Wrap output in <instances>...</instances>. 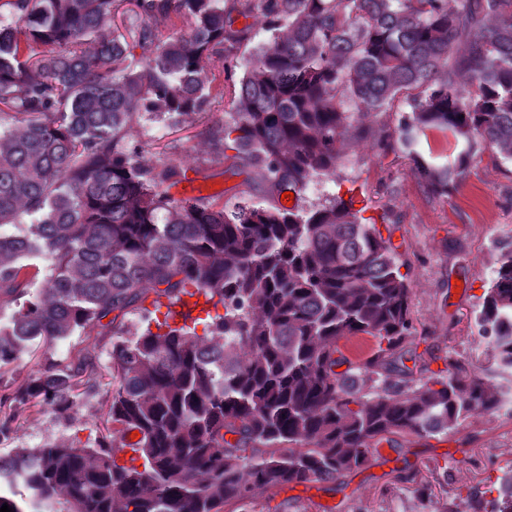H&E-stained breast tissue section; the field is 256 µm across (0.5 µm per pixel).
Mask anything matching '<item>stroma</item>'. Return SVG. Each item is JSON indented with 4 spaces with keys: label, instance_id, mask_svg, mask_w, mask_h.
<instances>
[{
    "label": "stroma",
    "instance_id": "1",
    "mask_svg": "<svg viewBox=\"0 0 512 512\" xmlns=\"http://www.w3.org/2000/svg\"><path fill=\"white\" fill-rule=\"evenodd\" d=\"M397 119L394 112L364 118L367 135L346 141L335 181H310L300 204L309 209L332 195L354 194L357 206L376 222L404 263L418 354L434 371L449 360L472 362L483 368L486 382L512 401V381L488 369L475 324L498 246L512 241V163L487 150L477 153L457 187L449 195H437L413 175L402 153L378 151L377 141L390 133ZM128 139L141 146L143 161L154 162L164 151L198 167L195 180L202 194L227 200L241 189L242 176L225 173L223 164L213 161L201 125L175 128L164 118L146 114L129 130ZM111 350L106 337L62 341L59 355L97 362L102 385L85 400L79 420L31 409L12 438L0 442V457L17 448L87 439L99 426L109 397ZM388 449V456L375 458L361 473L345 476L343 490L319 482L304 489L287 486L273 495L258 490L255 503H272L279 512H322L325 502L334 503L336 512H441L445 504L462 503L470 489H485L512 468V416L500 411L475 414L447 437L398 436ZM451 450L461 459L458 468L447 473L432 467L433 459ZM423 484L429 491L421 499L416 490Z\"/></svg>",
    "mask_w": 512,
    "mask_h": 512
}]
</instances>
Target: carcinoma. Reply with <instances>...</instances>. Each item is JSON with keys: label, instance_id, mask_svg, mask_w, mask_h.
I'll return each instance as SVG.
<instances>
[{"label": "carcinoma", "instance_id": "carcinoma-1", "mask_svg": "<svg viewBox=\"0 0 512 512\" xmlns=\"http://www.w3.org/2000/svg\"><path fill=\"white\" fill-rule=\"evenodd\" d=\"M5 4L16 20L0 25V441L35 406L78 414L99 386L94 361L57 355L62 340L110 338L113 387L93 442L0 457V506L251 512L257 489L335 483L394 436H443L499 409L470 365L433 371L410 353L403 263L354 199L299 201L310 180L336 177L361 119L397 101L407 111L376 147L399 145L434 193L483 148L512 162V0ZM255 10L270 41L206 134L218 159L259 170L264 195L178 200L169 189L188 168L165 152L145 163L128 131L145 113L209 123L212 69L230 74L250 33L234 24ZM429 131L463 145L453 161L416 150ZM191 288L224 308L201 335L156 317L161 298ZM130 310L134 332L118 321ZM477 327L512 375L509 245ZM356 336L372 348L352 362L340 341ZM132 432L138 465L118 457ZM493 488L468 492V512H512V470Z\"/></svg>", "mask_w": 512, "mask_h": 512}]
</instances>
